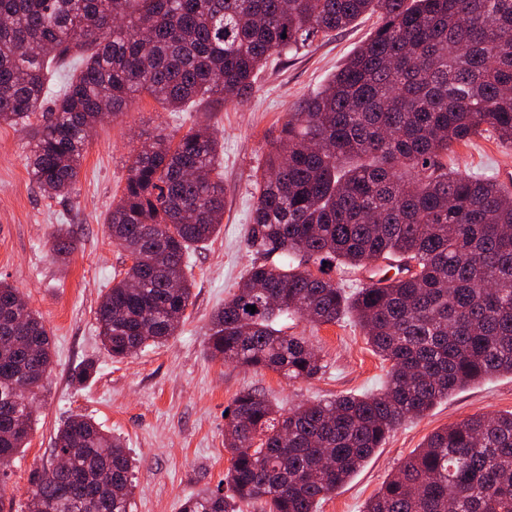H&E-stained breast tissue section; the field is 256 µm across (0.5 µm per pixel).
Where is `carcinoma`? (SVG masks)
Listing matches in <instances>:
<instances>
[{
    "instance_id": "obj_1",
    "label": "carcinoma",
    "mask_w": 512,
    "mask_h": 512,
    "mask_svg": "<svg viewBox=\"0 0 512 512\" xmlns=\"http://www.w3.org/2000/svg\"><path fill=\"white\" fill-rule=\"evenodd\" d=\"M371 17L374 31L282 124L246 238L281 260L250 266L213 312L205 347L214 360L309 381L320 359L281 318L322 325L349 312L389 363L385 385L286 413L241 391L224 426L226 489L187 498L181 512H318L408 418L512 375V184L448 167L474 136L512 144V0H0V124L30 128L29 173L49 196L73 189L90 130L136 96L171 112L205 95L238 106L271 56ZM82 50L78 73L52 93L51 66ZM218 158L208 125L132 150L106 218L130 264L96 310L112 358L177 332L192 298L188 250L224 218ZM386 258L395 276L353 293L308 268ZM52 365L41 317L0 280L3 476L29 443ZM96 373L87 360L71 381ZM52 453L65 465L36 473L29 512H130L134 465L119 437L76 413ZM364 512H512V412L431 433Z\"/></svg>"
}]
</instances>
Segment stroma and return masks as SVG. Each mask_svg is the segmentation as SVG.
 Here are the masks:
<instances>
[{"mask_svg": "<svg viewBox=\"0 0 512 512\" xmlns=\"http://www.w3.org/2000/svg\"><path fill=\"white\" fill-rule=\"evenodd\" d=\"M374 27V19H366L274 59L237 109L206 98L171 112L148 95L138 96L122 115L94 127L78 181L66 196H47L32 181L26 167L28 128L0 125V279L18 288L40 314L55 348L29 445L0 486V512H23L35 472L49 461L58 427L73 413L119 436L134 458L132 512H181L185 499L224 483L230 465L224 411L240 391H264L288 409L339 394H370L383 386L388 364L373 353L350 315L321 326L282 319L287 333L311 341L325 365L309 381L211 359L204 344L212 313L258 259L244 231L256 200V177L287 113L313 95ZM200 123L209 124L223 146L221 231L189 254L192 303L177 334L163 346L113 360L97 337L96 309L128 260L109 237L105 217L126 183L136 146L160 133L181 137ZM454 165L492 175L512 165V148L480 137L456 146ZM63 229L71 231L76 249L60 263L50 245ZM87 359L96 361V377L72 384L71 373ZM510 411V375L457 391L426 416L405 421L321 503L319 512H363L369 497L432 432L477 413Z\"/></svg>", "mask_w": 512, "mask_h": 512, "instance_id": "1", "label": "stroma"}]
</instances>
